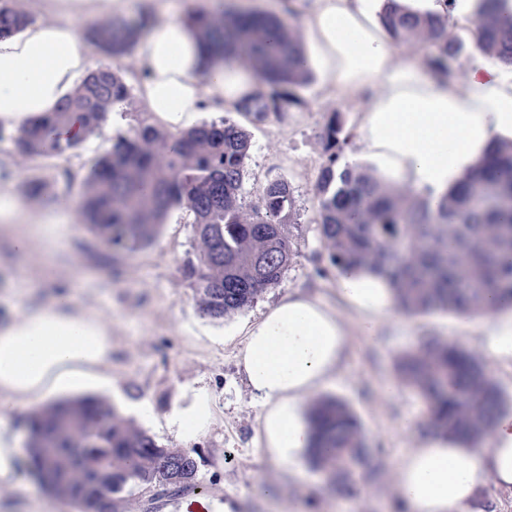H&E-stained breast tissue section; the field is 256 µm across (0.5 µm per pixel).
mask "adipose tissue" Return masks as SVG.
I'll return each instance as SVG.
<instances>
[{"mask_svg": "<svg viewBox=\"0 0 512 512\" xmlns=\"http://www.w3.org/2000/svg\"><path fill=\"white\" fill-rule=\"evenodd\" d=\"M384 0H317L303 20L302 70L325 87L363 101V149L352 165L369 166L390 189L439 201L456 189L492 142H512V77L500 63L470 67L463 83L425 70L401 53L380 23ZM143 75L137 94L151 123L194 127L210 105L236 111L262 86L235 54L216 61L176 0H161L137 44ZM89 70L81 34L70 23H44L0 38V123L14 126L55 111ZM336 291L355 315L347 323L320 300L291 294L248 327L238 364L259 407L263 453L299 470L312 429L303 401L335 378L351 332L373 335L397 314L395 291L381 274L340 271ZM474 322L486 350L512 361V307L484 304ZM112 356V332L94 312L54 302L0 323V407L39 409L65 389L96 379ZM205 391L174 403L169 427L195 437L210 424ZM512 489V412L496 418L490 445L440 435L398 461L394 491L404 512H484L487 483Z\"/></svg>", "mask_w": 512, "mask_h": 512, "instance_id": "obj_1", "label": "adipose tissue"}]
</instances>
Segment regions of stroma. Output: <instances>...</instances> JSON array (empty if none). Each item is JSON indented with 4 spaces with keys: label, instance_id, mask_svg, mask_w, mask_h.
<instances>
[{
    "label": "stroma",
    "instance_id": "35a3bbf8",
    "mask_svg": "<svg viewBox=\"0 0 512 512\" xmlns=\"http://www.w3.org/2000/svg\"><path fill=\"white\" fill-rule=\"evenodd\" d=\"M295 93L297 104L280 120L258 123L212 106L199 115L203 121L230 116L250 133L252 148L243 177L246 207L260 204L268 181L283 179L299 213L294 262L254 303L220 321L197 309L187 273L197 253L189 212L171 209L146 248L117 261L83 224L76 208L81 182L92 159L110 147L115 126H106L102 135L60 158L27 156L12 142H0V190L22 208L16 217L0 219V321L27 306L60 298L95 310L108 323L112 357L102 376L112 387L89 385L84 394L108 399L158 444L191 451L197 462V488L168 498L159 512H183L197 497L218 500L229 512H400L395 466L424 437V405L416 392L399 384L396 363L425 336L476 351L512 411V362L494 358L472 322L439 310L414 315L405 326L385 318L374 336H351L341 371L326 388L361 420L382 463L378 480L360 483L352 496L341 498L328 491L309 463H302L298 476L264 456L259 409L237 364L242 326L294 291L338 309L346 321L354 319L336 295V269L317 231L314 193L325 160L323 134L329 118L340 113L349 136L343 155L350 158L361 150L362 108L359 102L337 97L315 77ZM67 172L72 175L68 185L62 180ZM33 178L46 183L37 198L22 191L23 183ZM21 235L29 239L23 251L14 247ZM390 384L398 391L388 397L384 390ZM198 388L210 392L214 418L206 432L187 439L169 429L166 419L175 400ZM141 404L149 407V419L136 415ZM273 486L279 496L270 495ZM48 497L28 472L23 482L0 483V512H45Z\"/></svg>",
    "mask_w": 512,
    "mask_h": 512
}]
</instances>
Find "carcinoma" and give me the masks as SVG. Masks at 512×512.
<instances>
[{
	"label": "carcinoma",
	"mask_w": 512,
	"mask_h": 512,
	"mask_svg": "<svg viewBox=\"0 0 512 512\" xmlns=\"http://www.w3.org/2000/svg\"><path fill=\"white\" fill-rule=\"evenodd\" d=\"M448 17H416L387 0L381 21L398 41L426 43L430 66L449 78L462 45L448 37ZM186 19L204 29L213 54L234 43L246 60L262 66L268 91L241 113L263 121L288 112L296 102L292 88L301 83V54L279 17L192 11ZM146 21L93 23L89 33L107 56L120 58ZM469 21L478 50L512 65V0H474ZM30 22L11 0H0V38ZM130 97V87L112 66L98 68L56 112L18 127L13 140L27 156L67 155L81 140H58L57 126L78 112L85 133H100L112 106ZM342 128L338 114L326 126L327 159L315 188L318 229L331 265L374 268L391 279L401 307L412 313L476 311L489 295L512 306V143L493 146L459 189L434 204L411 191L386 188L359 167L339 166L347 144L339 138ZM250 150L249 133L228 118L176 135L143 122L133 133L117 135L112 148L92 160L79 194L83 221L115 259L146 247L169 209L184 207L193 216L198 248L189 268L197 307L212 319L228 317L278 283L296 256L292 229L300 227L285 180L268 183L260 206L244 207ZM397 373L424 400L428 429L474 444L489 437L506 403L480 358L452 341L430 339L402 354ZM309 419L314 440L306 457L337 493L348 496L358 479L376 475L362 424L346 403L321 397L311 404ZM28 447L39 482L77 512H117L134 490L152 494L172 478L159 465L167 448L96 397L57 402L35 415ZM180 461L175 495L196 481L194 459Z\"/></svg>",
	"instance_id": "obj_1"
}]
</instances>
